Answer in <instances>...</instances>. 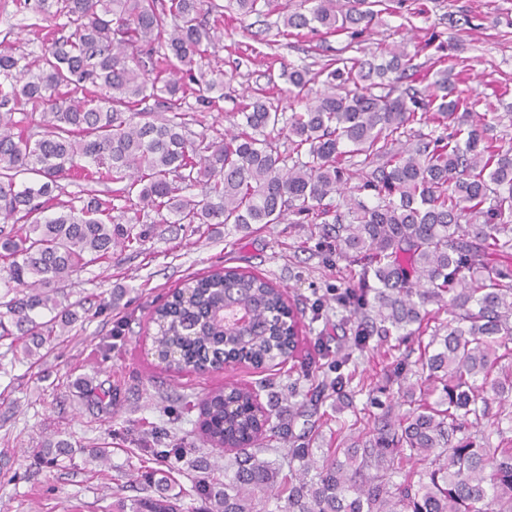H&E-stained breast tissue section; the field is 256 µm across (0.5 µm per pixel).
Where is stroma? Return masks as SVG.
Wrapping results in <instances>:
<instances>
[{
    "label": "stroma",
    "mask_w": 512,
    "mask_h": 512,
    "mask_svg": "<svg viewBox=\"0 0 512 512\" xmlns=\"http://www.w3.org/2000/svg\"><path fill=\"white\" fill-rule=\"evenodd\" d=\"M219 2L224 17L207 61L224 72V98L215 108L188 99L194 132L222 137L258 89L290 110L284 65H305L315 74L330 59L402 44L416 51V63L443 56L465 71L461 88L477 98L476 113L503 145H512V0H404L353 41L310 30L287 35L278 13L243 16L231 0ZM39 21L14 0H0V51L36 59ZM307 236V227L288 223L247 236L221 225L197 233L157 229L141 252H115L65 284L66 300L83 304L86 319L54 340L41 361L25 358L20 343L0 340V512H108L113 501L134 493L143 468L129 453L134 440L165 432L195 441L198 402L225 385L269 379L279 396L308 403V361L334 362L337 345L346 341L333 296L349 275L344 261L300 250ZM226 266L258 273L285 292L301 320L298 352L269 370H166L154 355V308L183 280ZM318 303L323 318L315 322ZM408 349L393 338L374 347L356 359L357 377L383 387L381 399L390 401L398 388L392 374ZM107 388L117 391L110 405L97 398ZM186 396L193 408H184ZM355 403L338 412L329 403L318 405L311 448L336 447L339 422H353L355 409L368 407L369 398L358 395ZM55 435L70 440L72 452L54 465L36 464L37 443ZM104 442L114 448L111 462L90 461L89 450Z\"/></svg>",
    "instance_id": "1"
}]
</instances>
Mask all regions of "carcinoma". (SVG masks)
<instances>
[{
	"label": "carcinoma",
	"instance_id": "cac0c4a2",
	"mask_svg": "<svg viewBox=\"0 0 512 512\" xmlns=\"http://www.w3.org/2000/svg\"><path fill=\"white\" fill-rule=\"evenodd\" d=\"M382 0H307L282 6L283 27L356 38ZM275 0H234L244 15ZM43 10L34 62L0 51V340L32 359L83 321L60 285L116 248L139 252L150 225H232L251 233L284 220L309 224L315 250L347 261L356 285L336 295L352 343L317 384L315 400L353 398L341 369L378 338H416L409 409L367 417L359 434L342 425L344 448L316 460L293 435L305 405L270 428L299 468L262 457L253 392L233 387L205 398L199 436L231 446L224 477L199 465L190 488L174 489L161 465L196 451L140 447L160 467L141 474V494L112 512H512V443L495 405L512 398V148L485 118L462 128L475 102L444 93L463 72L424 68L405 47L386 59L337 57L314 90L306 66L288 68L285 113L254 95L237 131L217 141L187 136V98L217 106L224 72L206 67L223 17L212 0H55ZM152 99L166 115L152 121ZM41 108V135L27 105ZM431 127L427 133L422 127ZM288 133V150L278 146ZM22 174L37 181H17ZM359 176L360 185L349 181ZM85 187L67 201L61 181ZM112 183L111 197L91 184ZM201 188L200 195L190 193ZM159 220H154V217ZM436 305L435 311L427 309ZM448 320H440V314ZM289 305L269 279L227 268L191 277L153 311L161 363L175 372L228 361L259 366L291 342ZM41 462L71 444L47 438ZM191 500L185 507V500Z\"/></svg>",
	"mask_w": 512,
	"mask_h": 512
}]
</instances>
